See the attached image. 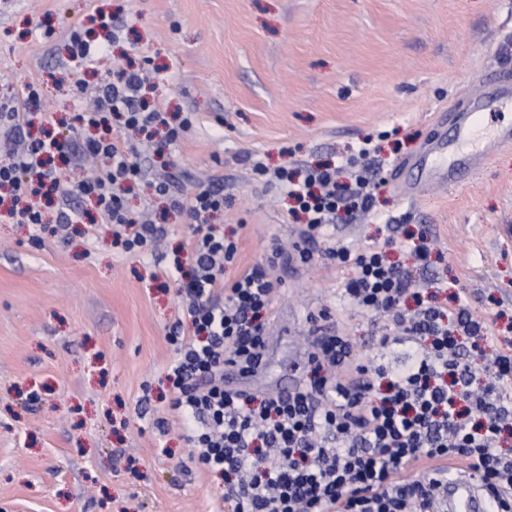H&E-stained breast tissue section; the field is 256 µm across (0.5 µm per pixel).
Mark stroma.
I'll list each match as a JSON object with an SVG mask.
<instances>
[{"label":"stroma","instance_id":"35a3bbf8","mask_svg":"<svg viewBox=\"0 0 512 512\" xmlns=\"http://www.w3.org/2000/svg\"><path fill=\"white\" fill-rule=\"evenodd\" d=\"M97 13L120 38L99 36L105 53L76 67L70 36ZM128 64L156 73L149 103L194 115L166 157L138 151L146 183L128 205L152 204L165 245H113L81 196L67 205L85 217L65 231L53 208L42 224L0 223V512H211L224 494L167 393L170 333L189 316L164 272L192 230L151 197L165 162L185 191L223 183L215 223L239 233L242 264L280 285L263 375L244 390L305 378L320 324L363 360L406 363V346H372L375 318L343 299L348 273L327 255L373 237L393 238L390 260L415 279L438 282L435 304L465 298L474 320L512 342V146L461 187L418 184L413 204L388 180L429 136H450L437 114L451 98L512 71V0H0V94L37 84L60 136L81 109L61 76L92 83ZM365 146L382 165L371 211L317 239L253 170L340 165ZM410 233L431 239L427 259L404 248ZM278 246L287 259L271 260Z\"/></svg>","mask_w":512,"mask_h":512}]
</instances>
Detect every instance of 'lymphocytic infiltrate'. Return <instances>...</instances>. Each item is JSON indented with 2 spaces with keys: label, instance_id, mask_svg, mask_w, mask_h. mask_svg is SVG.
Masks as SVG:
<instances>
[{
  "label": "lymphocytic infiltrate",
  "instance_id": "1",
  "mask_svg": "<svg viewBox=\"0 0 512 512\" xmlns=\"http://www.w3.org/2000/svg\"><path fill=\"white\" fill-rule=\"evenodd\" d=\"M138 69L121 68L96 85L75 79L73 98L93 94L96 111L76 122L97 128L67 138L51 130L49 115L36 113L33 85L25 87V111L14 98L0 99V133L41 122L42 137L0 161V188L11 206L0 220L39 224L44 199L74 194L96 198L114 244L151 248L161 229L142 221L127 196L142 178L135 135L165 122L148 109ZM96 158L97 175L70 184L51 168L72 153ZM342 167H280L268 185L285 188L291 212L309 231L323 232L339 216L368 211L374 195L367 172L343 180ZM151 185L171 208L187 212L194 231L187 241L189 265H176L189 326H175L178 357L166 380L174 406L196 427L190 437L198 458L224 478V512H448V479L478 477L498 512H512V351L496 349L486 387H475L469 355L490 330L473 320L464 303L443 309L426 304L421 283L391 262L392 238L367 240L357 250H332L350 272L344 295L378 322L372 342L408 344V363L398 369L368 367L344 336H314L310 375L294 392L255 395L224 386L225 367L248 374L266 355L265 330L275 316L278 288L264 270L240 266L237 238L211 219L224 208V189L197 183L184 195L179 177L167 172ZM413 297V311L403 310Z\"/></svg>",
  "mask_w": 512,
  "mask_h": 512
}]
</instances>
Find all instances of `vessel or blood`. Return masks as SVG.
Segmentation results:
<instances>
[{
  "mask_svg": "<svg viewBox=\"0 0 512 512\" xmlns=\"http://www.w3.org/2000/svg\"><path fill=\"white\" fill-rule=\"evenodd\" d=\"M506 103H512V74L507 72L497 74L479 93L449 100L439 119L451 125L453 137H431L414 156L397 162L390 172L393 185L408 198L420 182L461 185L473 167L488 160L493 147L512 144L511 126L490 134L481 129L484 116ZM494 510L493 498L484 495L472 480L463 476L449 480L448 512Z\"/></svg>",
  "mask_w": 512,
  "mask_h": 512,
  "instance_id": "1",
  "label": "vessel or blood"
}]
</instances>
